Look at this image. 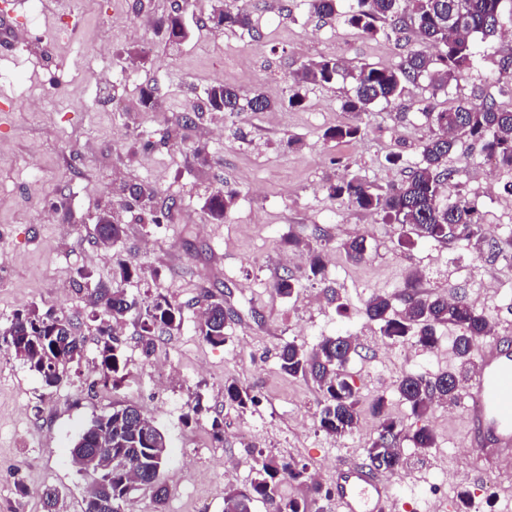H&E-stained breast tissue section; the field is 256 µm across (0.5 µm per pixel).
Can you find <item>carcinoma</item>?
Masks as SVG:
<instances>
[{
  "label": "carcinoma",
  "mask_w": 512,
  "mask_h": 512,
  "mask_svg": "<svg viewBox=\"0 0 512 512\" xmlns=\"http://www.w3.org/2000/svg\"><path fill=\"white\" fill-rule=\"evenodd\" d=\"M218 24L253 31L250 12L244 6H233L224 0H215ZM504 0H352L348 23L375 36L386 30L402 36L409 32L416 36V47L411 48L394 68L360 65L354 69L336 58H322L304 65L293 76L298 85L331 83L340 74L355 80L353 94L344 101L343 109L356 115L376 104L392 105L409 84L426 78L432 92L441 91L452 82L466 79L476 64L474 40L493 36L501 24ZM186 5L176 4L172 13L159 22L168 42L179 45L188 37L182 20ZM209 107L219 112H264L272 105L260 90L241 102L239 92L223 83L206 88ZM432 135L424 142L421 160L409 172L407 179L384 189H372L361 178L353 176L328 187L329 194L344 198L354 207L382 216L387 224L410 228L420 238L438 242L464 240L495 256L512 257V232L498 239L488 240L476 209L466 199H444L445 189L454 177L448 168L456 138H470L481 143L482 151L497 163L512 170V109H503L491 97L470 106H458L445 111L430 112ZM362 129L357 124L338 126L325 132V137L349 143L360 139ZM132 204L147 214L148 223L161 224L168 218L172 205H161L157 191L150 185L137 184L129 188ZM236 198L233 191L217 190L210 194L204 208L217 223L224 222ZM95 231L98 241L110 245L120 241L124 225L110 211L99 213ZM346 256L353 262L364 258L365 239L355 236L343 243ZM404 308L392 312L395 298ZM373 294L366 302V317L379 324L382 336L401 342L411 336L424 350L437 345L436 328L452 326L458 329L454 338V353L459 363H469L474 342L491 332L487 316L477 311L464 297L452 301L437 295L427 299L416 289L414 282L399 296ZM91 302L100 319V335L104 336L100 351L103 369L102 383L116 386L129 373V362L119 350L118 339L112 333V324L121 322L132 311L134 303L119 289L98 284L91 292ZM233 319L224 303H210L201 315L198 332L213 344L225 340V328ZM182 307L159 295L140 317L143 335L169 332L180 328ZM10 342L17 357L35 371L47 387L57 386L66 373L65 363L73 356H81L83 341L76 333V323L70 316L32 310L17 313L0 333ZM355 345L349 336H324L308 351L290 343L279 353L280 369L292 376L311 380L322 391L323 399L317 413L319 428L336 437H346L357 428L359 395L347 375V365ZM460 386L459 374L447 371L435 376L407 373L398 382L395 392L411 414L424 416L436 402L453 403ZM224 397L244 411L255 405L252 391L236 383L224 386ZM387 401L378 398L373 410L380 418L376 438L366 448L368 465L376 470L395 473L403 462L397 451L404 440L417 448L435 445L432 429L423 424L408 433L387 412ZM99 448L112 449V458H120L126 469L102 470L97 475L100 483L98 496L84 503V512H122L127 473L153 483V498L162 502L167 494L161 474L167 461V441L155 419L136 406H115L111 411L95 416L75 440L70 449L71 461L85 452ZM284 478L302 480L305 470L285 461L272 459L257 461L256 477L245 489H224V512H256L255 504L274 503L276 512H321L318 499L276 500L278 485Z\"/></svg>",
  "instance_id": "carcinoma-1"
}]
</instances>
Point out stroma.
Returning a JSON list of instances; mask_svg holds the SVG:
<instances>
[{"label":"stroma","instance_id":"1","mask_svg":"<svg viewBox=\"0 0 512 512\" xmlns=\"http://www.w3.org/2000/svg\"><path fill=\"white\" fill-rule=\"evenodd\" d=\"M173 0H32L18 12L0 44V330L16 313L73 316L84 357L62 381L45 387L0 338V512H42V492L58 488L61 512H82L87 476L70 449L96 415L115 405L140 407L168 441L163 504L149 492L132 495L128 512H224V490L248 486L261 458L306 467L322 478L325 512L336 469L364 461L379 419L372 405L386 397L388 412L411 431L426 423L435 447L402 441L404 467L393 480L396 512H460L458 494L494 481L500 498L484 512H512V468L482 471L462 407L432 406L418 420L395 387L403 374L455 370L456 328H438L436 349L392 342L365 316L375 293H400L416 279L422 293L466 294L491 322L493 335L512 340V260L491 258L466 242L414 238L399 245V228L379 215L329 196L327 187L358 175L373 188L400 182L421 159L432 126L426 107L441 111L479 95L512 108V95L495 82L512 56V12L503 11L497 35L476 40L478 62L465 81L432 94L427 81L408 86L401 101L354 115L343 101L351 79L302 87L301 106L289 108L295 72L335 57L347 65L391 68L411 48L407 39L364 34L350 26V0L318 17L309 0H248L254 33L216 27L213 0H193L188 39L170 46L157 26ZM227 83L240 94L263 90L277 103L266 112L209 110L203 92ZM154 106L144 110L142 87ZM193 126L179 128L187 112ZM360 125L362 139H326L330 128ZM205 147L210 166L193 152ZM397 154L401 166L390 165ZM479 144L461 139L449 159L448 197L473 202L486 237L505 229L496 219L512 210V171L490 182L471 170L483 164ZM148 184L173 200L168 219L142 224L118 189ZM236 191L224 223L203 209L216 188ZM111 210L125 226L122 239L101 245L95 217ZM366 240L361 262L347 260L344 241ZM322 242L321 276L310 277L308 244ZM136 268L121 280L119 264ZM293 276L292 296L274 285ZM109 283L134 300L136 310L115 324L130 372L117 388L103 387L101 336L91 317L88 283ZM183 310L179 329L155 335L143 355L139 314L157 296ZM223 302L234 313L225 342H205L197 331L204 307ZM350 335L357 346L347 371L359 389V426L344 438L319 431L321 393L309 381L284 374L278 350L293 342L313 348L321 337ZM249 388L258 403L240 412L224 398L228 383ZM198 421L185 423L194 406ZM223 422L213 439V418ZM28 488L15 495L16 481Z\"/></svg>","mask_w":512,"mask_h":512}]
</instances>
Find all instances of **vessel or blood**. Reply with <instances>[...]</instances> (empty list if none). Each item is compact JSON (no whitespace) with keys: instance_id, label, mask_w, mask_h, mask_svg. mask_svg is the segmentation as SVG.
Returning <instances> with one entry per match:
<instances>
[{"instance_id":"1","label":"vessel or blood","mask_w":512,"mask_h":512,"mask_svg":"<svg viewBox=\"0 0 512 512\" xmlns=\"http://www.w3.org/2000/svg\"><path fill=\"white\" fill-rule=\"evenodd\" d=\"M466 395L469 434L482 463L512 461V345L496 339L480 346ZM334 498L338 512H390L395 492L378 471L347 465L337 471Z\"/></svg>"}]
</instances>
